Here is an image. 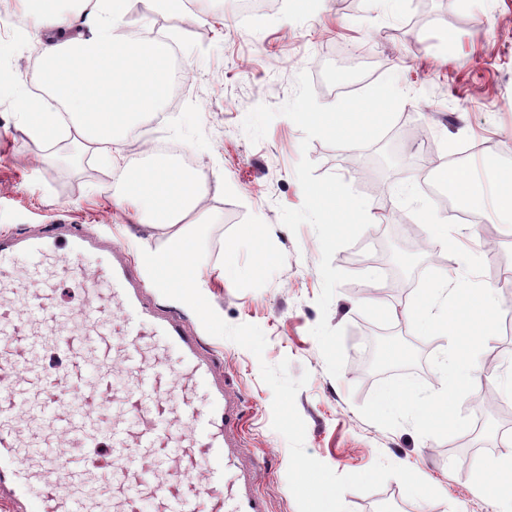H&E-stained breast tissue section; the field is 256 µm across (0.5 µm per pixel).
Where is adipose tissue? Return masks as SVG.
Returning a JSON list of instances; mask_svg holds the SVG:
<instances>
[{
    "label": "adipose tissue",
    "instance_id": "1",
    "mask_svg": "<svg viewBox=\"0 0 512 512\" xmlns=\"http://www.w3.org/2000/svg\"><path fill=\"white\" fill-rule=\"evenodd\" d=\"M129 0H17L28 19L22 38L39 55V79L45 93L24 98L20 107L27 134L39 141L56 140L68 126L72 145L113 162V150L136 123L154 117L173 80L172 45L144 35L131 39L120 31ZM441 180L450 198L468 208H491L512 220V170L499 172L491 196H484L463 167L443 169ZM204 172L190 175L166 153L147 161L131 159L120 168L121 190L115 202L132 206L139 220L172 228L169 246L154 262L173 285L193 287L197 278V239L180 232L183 224L201 225L198 210L206 191ZM477 491L492 490L512 508V454L472 461Z\"/></svg>",
    "mask_w": 512,
    "mask_h": 512
}]
</instances>
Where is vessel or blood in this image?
<instances>
[{
  "label": "vessel or blood",
  "instance_id": "obj_1",
  "mask_svg": "<svg viewBox=\"0 0 512 512\" xmlns=\"http://www.w3.org/2000/svg\"><path fill=\"white\" fill-rule=\"evenodd\" d=\"M61 281L78 294L65 309ZM146 294L124 246L81 225L0 234V503L12 512H268L238 393ZM47 351L77 374L44 368Z\"/></svg>",
  "mask_w": 512,
  "mask_h": 512
}]
</instances>
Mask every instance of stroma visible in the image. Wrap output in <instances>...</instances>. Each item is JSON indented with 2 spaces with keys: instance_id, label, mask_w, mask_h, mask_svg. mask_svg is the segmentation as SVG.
<instances>
[{
  "instance_id": "obj_1",
  "label": "stroma",
  "mask_w": 512,
  "mask_h": 512,
  "mask_svg": "<svg viewBox=\"0 0 512 512\" xmlns=\"http://www.w3.org/2000/svg\"><path fill=\"white\" fill-rule=\"evenodd\" d=\"M235 2L200 0L194 10L140 18L146 30H159L178 46L180 91L166 97L160 118L140 123L142 139H126L121 151L141 156L158 132L191 157L192 170L210 176L204 209L212 221L197 229L198 287L228 324L259 326L267 346L259 359L207 332L199 337L244 400L245 445L259 459L257 482L268 512H298L287 483L288 444L271 426L273 393L260 377L261 363L284 359L292 377H309L296 397L309 455L339 474L365 471L382 458L414 468L442 495L424 503L410 499L392 478L371 493L346 492L349 512H495L474 490L468 463L512 452V392L505 411L480 416L474 396H467L468 431L423 438L411 426L387 430L362 417L359 408L379 379L360 371L375 360L380 370L413 368L429 388L439 386L438 372L420 358L441 352L447 341H410L405 315L416 288L413 272L432 263L424 256L404 268L394 259L409 242L406 225L415 221L395 190L412 182L429 192L435 173L424 164V143L405 129L425 127L438 159L456 156L480 183L494 169L512 167V0H273L272 8L248 18ZM38 69L32 45L1 29L0 72L7 82L0 85V232L80 224L128 246L136 267H143V251L164 248L169 230L139 223L131 208L116 206L118 178L96 158L67 161L69 138L50 145L26 135L19 101L39 90ZM303 71L323 104L337 101L334 87L354 93L390 73L407 98L383 139L366 148L315 140L301 150L302 131L283 115L263 140L251 143L242 128L247 113L260 104L280 107ZM304 155L316 175H339L368 198L377 224L337 251L333 265L382 274L378 300L364 299L361 283L351 281L321 314L316 233L307 224L294 233L280 221L281 208L303 203L295 168ZM252 224L258 234L243 238ZM487 236L497 239V251L484 250ZM230 239L238 242L237 273L227 277L220 269ZM456 242L484 261L483 282L495 289L503 312L512 313V226L487 211ZM323 316L345 331L346 363L336 378L310 333ZM483 353L498 363L482 372L480 386L500 390L512 370V325H502Z\"/></svg>"
}]
</instances>
